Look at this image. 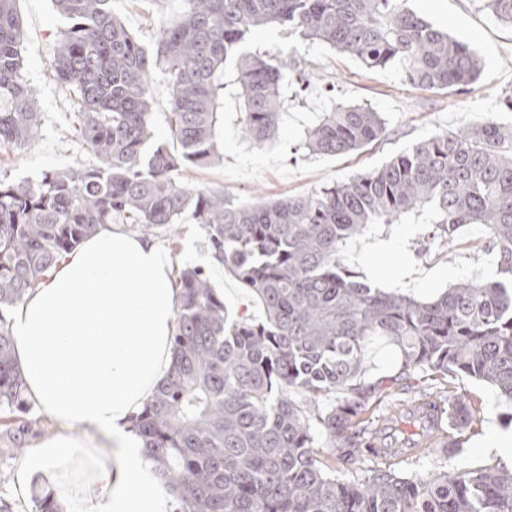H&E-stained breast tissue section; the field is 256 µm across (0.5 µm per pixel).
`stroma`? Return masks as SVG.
<instances>
[{
  "mask_svg": "<svg viewBox=\"0 0 512 512\" xmlns=\"http://www.w3.org/2000/svg\"><path fill=\"white\" fill-rule=\"evenodd\" d=\"M408 5L479 55L482 73L469 94L414 87L396 68L371 71L355 57L301 39L283 27L268 26L247 36L245 50L294 58L306 73L304 83L287 81L282 86L283 113L275 138L259 147L244 137L236 68L227 65L224 118L218 129L221 160L207 168L180 171L179 180L224 187L241 202L278 199L381 167L393 155L434 134L490 117L512 124V112L499 107L503 96L512 94V26L499 21L486 0H409ZM178 7L177 0L113 2L116 13L147 46L154 43L160 24L175 18ZM18 11L28 34L24 76L36 93L40 123L28 146L0 150V174L13 180H36L44 172L86 165L93 158L79 150L70 136L74 105L51 70L54 47L69 20L53 0H19ZM337 103L379 112L387 127L385 140L340 157L310 154L303 146L306 129ZM389 238L398 240L399 251L381 247V240ZM154 241L171 255L175 267L199 266L207 271L224 293L229 318L260 315L245 288L212 259L206 232L191 216H184L176 234L163 233ZM345 262L363 272L372 266L390 270L388 288L421 299L437 297L460 280L496 273L480 226L461 228L455 241L448 243L434 225L411 217L374 226L348 249ZM453 388L479 397L480 413L461 434L462 445L453 456L423 452L401 462L405 474L429 478L498 463L497 453L481 445L495 432L512 434L495 391L465 377L457 378Z\"/></svg>",
  "mask_w": 512,
  "mask_h": 512,
  "instance_id": "stroma-1",
  "label": "stroma"
}]
</instances>
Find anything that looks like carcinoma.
Wrapping results in <instances>:
<instances>
[{
	"label": "carcinoma",
	"mask_w": 512,
	"mask_h": 512,
	"mask_svg": "<svg viewBox=\"0 0 512 512\" xmlns=\"http://www.w3.org/2000/svg\"><path fill=\"white\" fill-rule=\"evenodd\" d=\"M408 0H179L177 18L145 46L112 0H54L72 19L52 62L73 96L76 138L95 158L41 178H0V439L23 451L30 405L13 360L12 308L103 224L145 237L186 213L206 227L214 260L262 316L229 320L198 266L179 269L174 363L134 426L178 512H512V469L407 476L367 453L386 396L429 405L434 444L459 447L477 408L451 390L468 377L495 390L512 423V125L494 119L436 134L379 168L306 194L239 202L219 186L177 179L218 160L224 69L235 63L242 133L276 132L281 86L304 77L288 57L242 49L279 24L357 57L396 66L424 90L466 94L481 74L473 49L408 8ZM512 24V0H487ZM17 0H0V148L34 137L40 115L23 68ZM165 75L178 150L152 138V74ZM386 137L379 113L334 105L305 132L312 154L345 155ZM429 214L453 242L479 224L498 256L497 278L463 280L425 301L386 291L344 262L372 226ZM395 350L374 374V346ZM424 374L439 386L415 389ZM334 401L320 407L328 397ZM350 478H336V465Z\"/></svg>",
	"instance_id": "obj_1"
}]
</instances>
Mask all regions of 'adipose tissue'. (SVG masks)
I'll list each match as a JSON object with an SVG mask.
<instances>
[{
    "mask_svg": "<svg viewBox=\"0 0 512 512\" xmlns=\"http://www.w3.org/2000/svg\"><path fill=\"white\" fill-rule=\"evenodd\" d=\"M177 303L168 253L108 224L14 308L25 395L58 426L20 460L16 496L41 473L64 512H173L176 493L132 421L172 369ZM88 432L105 453L88 448Z\"/></svg>",
    "mask_w": 512,
    "mask_h": 512,
    "instance_id": "adipose-tissue-1",
    "label": "adipose tissue"
}]
</instances>
